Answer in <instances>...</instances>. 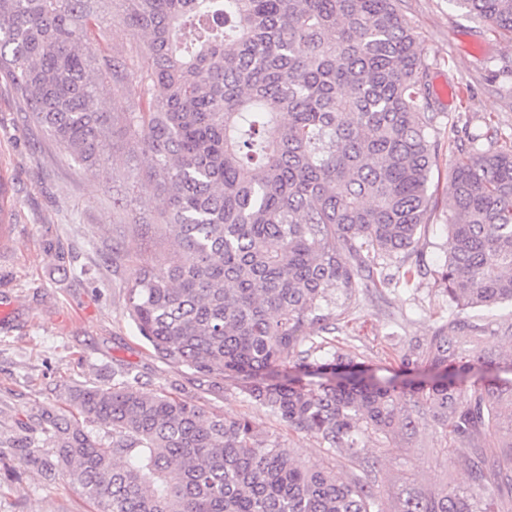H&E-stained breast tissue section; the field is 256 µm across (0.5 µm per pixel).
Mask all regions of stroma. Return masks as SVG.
<instances>
[{"label": "stroma", "instance_id": "obj_1", "mask_svg": "<svg viewBox=\"0 0 512 512\" xmlns=\"http://www.w3.org/2000/svg\"><path fill=\"white\" fill-rule=\"evenodd\" d=\"M419 35L438 125L460 136L494 127L496 145L512 147V87L499 74L512 60V39L471 21L453 0H404ZM100 27L105 50L123 52L132 75L125 95L102 94L103 111L123 112L137 99L136 75L151 60L112 19ZM450 153L441 149L432 170L433 214L421 236V271L394 279L382 294L365 293L336 333L342 352L377 374L398 368L408 346L426 340L457 312L440 273L448 261ZM144 158L131 146L105 148L99 171L84 170L29 123L12 84L0 79V512H90L79 490L34 472L7 476L21 443L46 445L37 409L74 413L77 386L108 387L116 370H134L144 391L179 389L224 417H247L279 437L307 466H344L309 435L281 426L247 401L232 383L214 391L186 368L158 358L129 318L126 286L135 261L148 255L153 220L163 198L142 178ZM383 501L445 484L469 487L468 455L447 448L439 429L420 421L411 438L368 442Z\"/></svg>", "mask_w": 512, "mask_h": 512}]
</instances>
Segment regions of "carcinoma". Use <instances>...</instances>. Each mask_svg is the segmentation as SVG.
<instances>
[{
    "mask_svg": "<svg viewBox=\"0 0 512 512\" xmlns=\"http://www.w3.org/2000/svg\"><path fill=\"white\" fill-rule=\"evenodd\" d=\"M512 33V0H456ZM118 18L152 65L138 102L126 60L94 27ZM0 78L27 120L82 166H101L119 133L141 150L164 199L161 247L136 264L127 312L155 354L219 387L236 381L284 427L352 465L366 441L411 434L431 416L451 446L474 449L470 478L512 486V373L480 347L512 323L439 325L403 375L365 376L329 335L382 293L380 262L409 258L430 221L437 113L401 0H0ZM459 153L448 183L443 291L460 310L512 303V150ZM110 388L78 387V415L44 408L51 447L21 465L77 488L92 512H491L466 491L409 492L385 507L368 476L307 468L246 418L128 369ZM112 430L106 443L87 423ZM505 441L506 455L484 452Z\"/></svg>",
    "mask_w": 512,
    "mask_h": 512,
    "instance_id": "carcinoma-1",
    "label": "carcinoma"
}]
</instances>
